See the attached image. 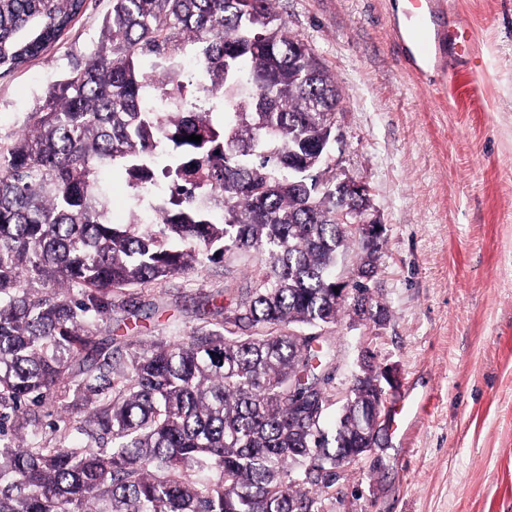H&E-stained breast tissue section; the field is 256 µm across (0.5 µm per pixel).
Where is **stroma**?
<instances>
[{
  "instance_id": "stroma-1",
  "label": "stroma",
  "mask_w": 512,
  "mask_h": 512,
  "mask_svg": "<svg viewBox=\"0 0 512 512\" xmlns=\"http://www.w3.org/2000/svg\"><path fill=\"white\" fill-rule=\"evenodd\" d=\"M473 29L474 56L440 88L399 58L390 17L398 0H275L290 34L340 91L331 173L364 182L385 226L370 284L375 320L341 315L322 341L337 358L328 422L363 359L392 369L395 389L425 397L406 437L339 469L318 512H512V0H451ZM112 0L83 12L40 57L0 77V139L83 65ZM109 183L112 223L145 214L153 193L126 175ZM239 261L120 294L94 329L124 356L187 336L212 305L254 287ZM136 323L125 324L128 309Z\"/></svg>"
}]
</instances>
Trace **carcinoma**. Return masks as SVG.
Returning <instances> with one entry per match:
<instances>
[{
	"instance_id": "1",
	"label": "carcinoma",
	"mask_w": 512,
	"mask_h": 512,
	"mask_svg": "<svg viewBox=\"0 0 512 512\" xmlns=\"http://www.w3.org/2000/svg\"><path fill=\"white\" fill-rule=\"evenodd\" d=\"M272 3L112 0L84 65L0 142V512H318L305 486L327 484L304 474L308 458L344 467L364 447L370 382L351 381L334 428H313L305 411L326 399L332 358L288 327L359 315L383 243L360 240L351 296L337 295L344 201L288 169L319 167L340 91ZM85 4L0 0V74L57 43ZM188 45L220 125L176 80ZM163 157L158 227L111 223L106 174L143 188ZM253 253L258 287L236 301L246 334L210 322L128 362L95 341L123 290ZM45 406L84 407L85 426L15 443Z\"/></svg>"
}]
</instances>
